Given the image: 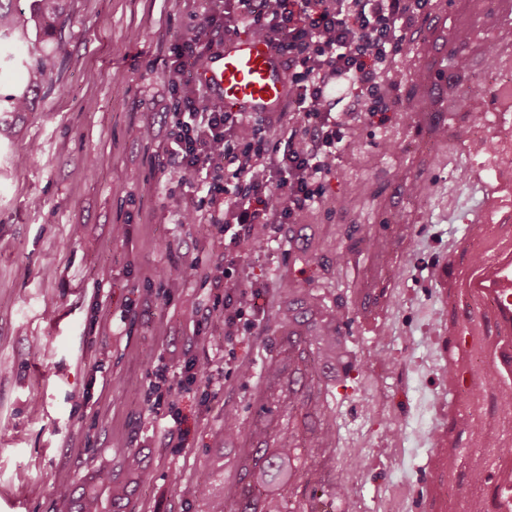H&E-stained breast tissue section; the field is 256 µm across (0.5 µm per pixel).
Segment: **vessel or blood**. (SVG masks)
Masks as SVG:
<instances>
[{"label": "vessel or blood", "mask_w": 512, "mask_h": 512, "mask_svg": "<svg viewBox=\"0 0 512 512\" xmlns=\"http://www.w3.org/2000/svg\"><path fill=\"white\" fill-rule=\"evenodd\" d=\"M196 77L228 111L278 112L286 100L287 76L279 54L268 42L253 37L225 42Z\"/></svg>", "instance_id": "vessel-or-blood-1"}]
</instances>
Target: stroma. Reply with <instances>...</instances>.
<instances>
[{
	"label": "stroma",
	"instance_id": "1",
	"mask_svg": "<svg viewBox=\"0 0 512 512\" xmlns=\"http://www.w3.org/2000/svg\"><path fill=\"white\" fill-rule=\"evenodd\" d=\"M198 0H72L57 79L33 111L0 118V512H58L93 470L124 482L122 452L148 470L133 512H208L195 488L231 480L239 454L229 422L246 424L277 352L288 291L310 289L337 313L351 366L326 377L334 457L357 453L348 486L361 512H381L405 485L404 512H432L448 475L435 437L443 420L438 332L448 300L433 276L465 241L476 200L448 163L446 141L407 128L403 112L362 124L336 156L320 208L261 243H231L180 223V174L158 165L153 122L170 104L163 60L197 22ZM426 159L425 196L411 178ZM127 227L124 237L112 227ZM232 277L262 286L264 318L233 342L205 279L218 255ZM186 267L169 292L170 258ZM198 379L150 407L157 366ZM188 433L171 438L170 412Z\"/></svg>",
	"mask_w": 512,
	"mask_h": 512
}]
</instances>
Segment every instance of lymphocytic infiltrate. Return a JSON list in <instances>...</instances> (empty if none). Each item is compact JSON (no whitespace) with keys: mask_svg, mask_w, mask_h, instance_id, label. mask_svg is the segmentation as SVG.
Masks as SVG:
<instances>
[{"mask_svg":"<svg viewBox=\"0 0 512 512\" xmlns=\"http://www.w3.org/2000/svg\"><path fill=\"white\" fill-rule=\"evenodd\" d=\"M432 0H204L199 20L168 49L170 109L159 165L180 173L214 209L208 220L232 241L263 242L278 224L305 223L323 201L344 132L396 103L390 64ZM282 56V111L227 112L195 77L201 61L240 30ZM342 91L336 111L332 90ZM226 258L209 281L224 296V336L255 326L258 289L233 280Z\"/></svg>","mask_w":512,"mask_h":512,"instance_id":"obj_1","label":"lymphocytic infiltrate"}]
</instances>
